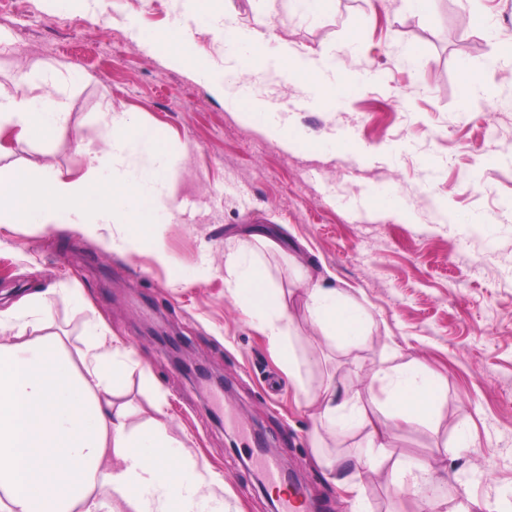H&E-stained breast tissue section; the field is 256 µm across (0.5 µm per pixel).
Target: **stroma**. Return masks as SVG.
I'll list each match as a JSON object with an SVG mask.
<instances>
[{
	"mask_svg": "<svg viewBox=\"0 0 512 512\" xmlns=\"http://www.w3.org/2000/svg\"><path fill=\"white\" fill-rule=\"evenodd\" d=\"M485 27L450 34L468 11ZM300 53L328 50L362 80L335 109L270 73L235 70L224 51L225 12ZM365 0H330L307 18L267 0H0V89L25 96L34 64L55 71L45 92L68 114L65 131L43 144L0 126V167L52 164L70 180L87 169L73 143L106 145L103 115L128 112L169 142L172 193L182 211L161 234L172 263L148 251L114 252L120 225L95 238L21 223L0 227V311L21 296L53 289L52 330L69 352L101 320L135 360L123 400L134 420L157 418L192 459L224 477L229 512H268L266 480L251 437L277 439L269 456L300 471L319 512H512V0H437L423 18L409 0H380L350 46ZM207 23H198L200 14ZM368 13V12H367ZM184 26L192 51L299 129L324 133L314 146L283 147L190 71L140 43L137 30ZM475 81L465 86L463 69ZM83 79L71 83L69 72ZM353 149L341 151L342 141ZM395 194L396 213L374 197ZM447 202L440 216L439 202ZM242 250L264 265L292 319L300 381L289 379L266 337L228 295L224 255ZM321 278L373 318L372 339L325 340L311 322L302 284ZM172 331L195 360L223 375L230 393L186 379L149 327ZM422 364L440 389L429 425L396 431L394 460L347 492L317 453L353 458L367 430L327 433L299 394V382L334 379L350 389L380 366ZM152 376L166 394L156 413ZM415 459L443 480L396 487L395 461Z\"/></svg>",
	"mask_w": 512,
	"mask_h": 512,
	"instance_id": "stroma-1",
	"label": "stroma"
}]
</instances>
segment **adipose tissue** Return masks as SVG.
Returning a JSON list of instances; mask_svg holds the SVG:
<instances>
[{"mask_svg": "<svg viewBox=\"0 0 512 512\" xmlns=\"http://www.w3.org/2000/svg\"><path fill=\"white\" fill-rule=\"evenodd\" d=\"M223 35L238 48L240 66L273 65L288 82L314 91L324 104H335L354 82L334 54L302 55L288 42L273 43L264 33L237 25H225ZM138 38L161 50L170 65L211 84L225 104L246 108L282 146L300 138L288 123L271 121L263 102L245 101L241 92L231 90L222 73L189 49L180 28L142 30ZM50 75L47 67L25 73L26 97L0 92V123L13 125L19 138L49 143L65 129L66 113L43 92ZM104 121L106 148L77 140L88 170L75 179H61L49 164L25 174L0 169V224L36 223L83 235L95 234L103 224H118L123 231L113 239V250L137 246L152 252L160 264H169L160 226L174 217L178 206L168 187L172 161L167 140L127 112L106 113ZM127 154L147 158L149 167L122 169ZM224 270L228 294L268 337L289 376H298L290 316L261 263L231 252ZM304 296L324 339L357 343L371 336L373 325L365 311L340 289L311 280L304 285ZM49 307L48 292L36 291L0 313V328L10 332L0 342V512H224L215 493L223 476L198 470L166 426L134 423L132 407L121 402L130 350L116 344L97 322L86 329L77 356H70L62 337L50 331ZM377 390L385 401L382 420L374 422L364 398ZM438 399L434 382L412 361L378 368L356 391L329 382L316 387L306 401L328 431L368 427L367 451L354 464L361 479L378 475L381 461L393 456L400 425L433 420Z\"/></svg>", "mask_w": 512, "mask_h": 512, "instance_id": "adipose-tissue-1", "label": "adipose tissue"}]
</instances>
